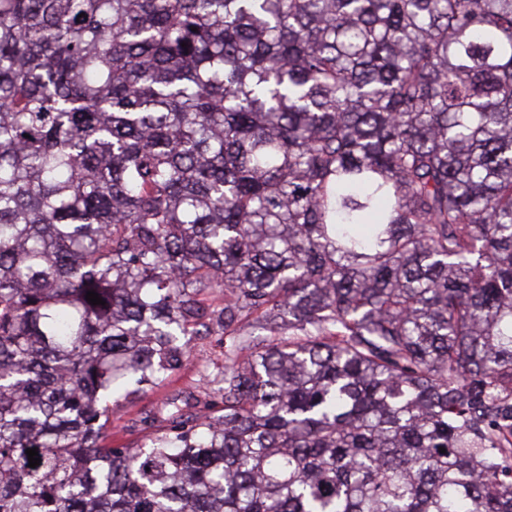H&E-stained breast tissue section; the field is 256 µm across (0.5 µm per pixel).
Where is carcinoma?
I'll use <instances>...</instances> for the list:
<instances>
[{
	"mask_svg": "<svg viewBox=\"0 0 512 512\" xmlns=\"http://www.w3.org/2000/svg\"><path fill=\"white\" fill-rule=\"evenodd\" d=\"M0 512H512V0H0ZM192 356L179 370L160 385L140 392L133 403H126L112 414L107 443L112 448L132 447L140 443L142 434L135 427V421L155 409L167 399H177L188 414H194L199 407L185 408V401L191 405L204 400L209 389L205 375L211 378L220 375L224 369V335L211 332L192 336Z\"/></svg>",
	"mask_w": 512,
	"mask_h": 512,
	"instance_id": "obj_1",
	"label": "carcinoma"
}]
</instances>
